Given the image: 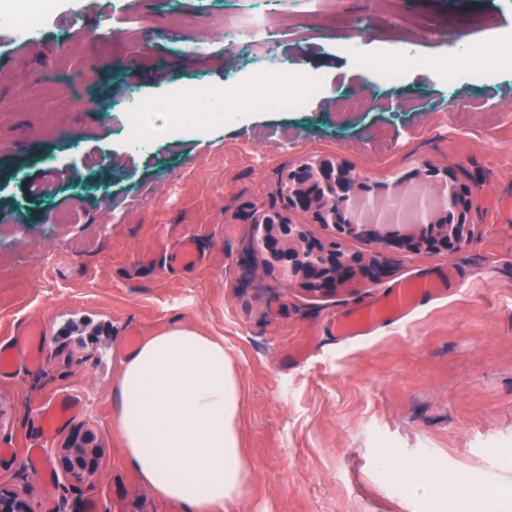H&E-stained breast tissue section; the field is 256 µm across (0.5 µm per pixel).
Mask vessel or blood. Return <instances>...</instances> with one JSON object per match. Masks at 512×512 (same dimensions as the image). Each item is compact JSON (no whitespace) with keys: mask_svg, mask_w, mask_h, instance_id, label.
Returning <instances> with one entry per match:
<instances>
[{"mask_svg":"<svg viewBox=\"0 0 512 512\" xmlns=\"http://www.w3.org/2000/svg\"><path fill=\"white\" fill-rule=\"evenodd\" d=\"M453 272H442L432 278L410 276L396 283L386 293L368 304L341 314L329 323L331 334L354 339L375 332L386 324L399 323L411 314L419 303L429 301L442 294ZM23 346L29 362H40L44 350V332L39 323H30L19 332L14 345H0V374L9 372L15 361V346Z\"/></svg>","mask_w":512,"mask_h":512,"instance_id":"1","label":"vessel or blood"}]
</instances>
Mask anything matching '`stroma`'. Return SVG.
Wrapping results in <instances>:
<instances>
[{"mask_svg": "<svg viewBox=\"0 0 512 512\" xmlns=\"http://www.w3.org/2000/svg\"><path fill=\"white\" fill-rule=\"evenodd\" d=\"M266 14L267 36L220 40V21ZM40 48L15 52L0 25V344L28 320L43 362L0 375V491L47 512L25 451L43 448L59 512L97 500L106 512H178L128 471L112 425V388L130 323L147 336L185 324L224 339L242 386L241 447L251 466L233 512H455L463 487L496 490L476 512H512V63L449 88L455 50L512 33V0H54ZM116 27L111 46L91 35ZM200 50L176 55L174 40ZM398 55V83L363 68ZM316 80L299 112L257 95L280 64ZM235 98L206 125L158 130L133 150L118 104L168 100L185 84ZM68 135L56 137L59 124ZM329 159L377 201L424 198L412 173L449 176L471 193L470 234L456 253L387 254L389 273L322 295L253 244L245 216L289 209V169ZM198 261L172 265L183 236ZM452 268L446 295L407 320L343 340L336 315L396 282ZM73 397L80 416L42 438L40 410ZM92 431L95 476L71 483L56 452ZM432 461L442 498L386 483L385 452Z\"/></svg>", "mask_w": 512, "mask_h": 512, "instance_id": "1", "label": "stroma"}]
</instances>
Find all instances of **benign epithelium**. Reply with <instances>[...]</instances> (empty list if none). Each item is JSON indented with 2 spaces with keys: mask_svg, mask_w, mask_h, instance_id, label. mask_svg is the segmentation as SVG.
<instances>
[{
  "mask_svg": "<svg viewBox=\"0 0 512 512\" xmlns=\"http://www.w3.org/2000/svg\"><path fill=\"white\" fill-rule=\"evenodd\" d=\"M359 186L361 182L349 170L331 160L302 163L288 173L281 183V193L289 207L312 214L319 224L332 225L335 238L328 242L311 239L303 225L292 224L284 217L276 222L254 210L246 215L248 223L265 225V233L256 246L263 248L284 274L299 278L308 291L325 294L357 274L372 280L383 277L384 252L453 253L461 248L469 234L468 191L453 182H443L442 206L411 224H397L393 215L360 218L353 205L355 189ZM348 238L374 240L381 246V253L368 258L347 254L341 248V241ZM92 443V434L78 431L61 449L62 468L79 481L91 479L97 471V449ZM0 512H31V509L20 495L0 492Z\"/></svg>",
  "mask_w": 512,
  "mask_h": 512,
  "instance_id": "benign-epithelium-1",
  "label": "benign epithelium"
}]
</instances>
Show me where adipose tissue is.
<instances>
[{"instance_id":"1","label":"adipose tissue","mask_w":512,"mask_h":512,"mask_svg":"<svg viewBox=\"0 0 512 512\" xmlns=\"http://www.w3.org/2000/svg\"><path fill=\"white\" fill-rule=\"evenodd\" d=\"M113 426L125 466L182 512H226L249 476L238 374L224 341L187 325L141 340L121 361Z\"/></svg>"}]
</instances>
